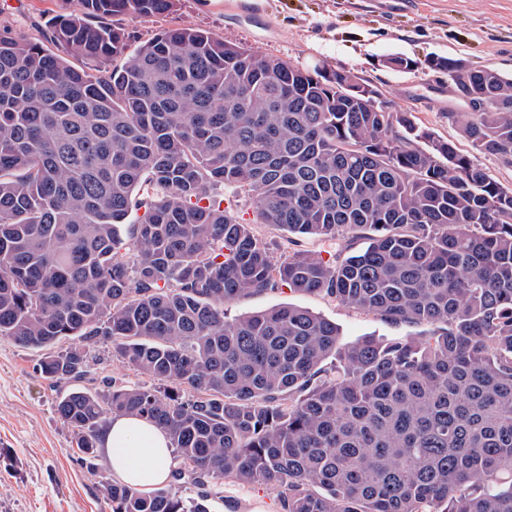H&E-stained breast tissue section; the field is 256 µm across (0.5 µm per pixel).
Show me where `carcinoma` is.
<instances>
[{
	"label": "carcinoma",
	"instance_id": "cac0c4a2",
	"mask_svg": "<svg viewBox=\"0 0 512 512\" xmlns=\"http://www.w3.org/2000/svg\"><path fill=\"white\" fill-rule=\"evenodd\" d=\"M77 2L52 25L64 57L0 35V336L44 351L56 383L81 380L101 341L168 383L56 402L89 468L124 412L167 431L171 477L200 489L109 479L112 512H208L226 478L277 484L283 512H512V188L476 159L512 164V78L434 62L470 108L448 110L469 156L349 70L200 29L166 27L110 68L128 37L89 17L179 0ZM226 191L298 239L372 234L278 262ZM283 286L437 331L342 346L297 306L225 317Z\"/></svg>",
	"mask_w": 512,
	"mask_h": 512
}]
</instances>
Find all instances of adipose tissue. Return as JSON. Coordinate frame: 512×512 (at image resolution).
<instances>
[{"label":"adipose tissue","mask_w":512,"mask_h":512,"mask_svg":"<svg viewBox=\"0 0 512 512\" xmlns=\"http://www.w3.org/2000/svg\"><path fill=\"white\" fill-rule=\"evenodd\" d=\"M100 446L113 477L134 490L146 493L170 478L172 452L167 435L145 418L113 414Z\"/></svg>","instance_id":"obj_1"}]
</instances>
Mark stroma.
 Wrapping results in <instances>:
<instances>
[{
	"label": "stroma",
	"mask_w": 512,
	"mask_h": 512,
	"mask_svg": "<svg viewBox=\"0 0 512 512\" xmlns=\"http://www.w3.org/2000/svg\"><path fill=\"white\" fill-rule=\"evenodd\" d=\"M248 0H180L166 16H110L103 23L125 30L131 46L159 29L188 26L208 31L258 54L280 57L309 69H345L378 88L385 100L434 136L468 154L472 147L449 110L465 111L447 70L428 67L436 58L462 60L470 69H493L512 77V0H256L259 11L243 16ZM76 0H0V33L51 47V23L74 9ZM400 55L416 61L398 72L383 65ZM241 222L269 247L288 256L287 233L253 221L245 203L225 198ZM292 304L336 322L341 344L365 336L386 339L421 335L418 327L394 326L340 305L325 295L289 289L254 293L225 304L227 317ZM41 350L0 336V512H112L100 491L109 467L90 470L81 461L70 428L55 411L60 386L39 373ZM144 385L148 379L109 343L97 344L81 389L100 393L111 383ZM210 512H282L272 485L242 486L225 480Z\"/></svg>",
	"instance_id": "1"
}]
</instances>
